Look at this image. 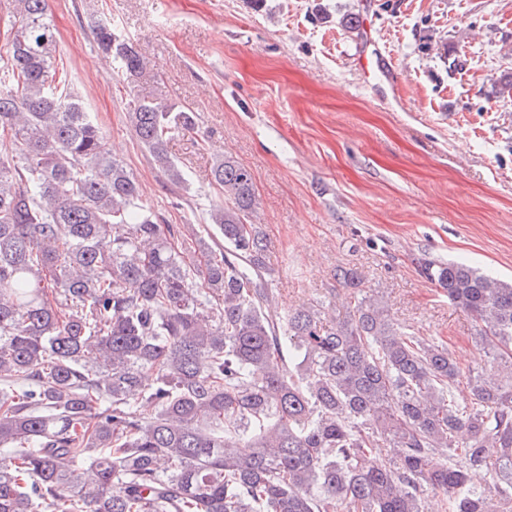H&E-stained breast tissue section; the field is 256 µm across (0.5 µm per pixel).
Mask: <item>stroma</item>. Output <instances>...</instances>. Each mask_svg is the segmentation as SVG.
Segmentation results:
<instances>
[{"label":"stroma","instance_id":"stroma-1","mask_svg":"<svg viewBox=\"0 0 512 512\" xmlns=\"http://www.w3.org/2000/svg\"><path fill=\"white\" fill-rule=\"evenodd\" d=\"M50 0L57 61L105 143L163 223L214 234L216 159L248 168L279 312L342 304L337 267L397 322L447 343L461 370L487 357L472 319L418 262L512 280V0ZM109 19L145 59L133 78L97 49ZM382 52L393 77L362 72ZM190 106L168 141L185 184L135 136L130 100ZM184 199L175 208L174 198Z\"/></svg>","mask_w":512,"mask_h":512}]
</instances>
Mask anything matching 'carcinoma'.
I'll return each mask as SVG.
<instances>
[{
  "label": "carcinoma",
  "mask_w": 512,
  "mask_h": 512,
  "mask_svg": "<svg viewBox=\"0 0 512 512\" xmlns=\"http://www.w3.org/2000/svg\"><path fill=\"white\" fill-rule=\"evenodd\" d=\"M11 5L0 512H426L428 490L441 512H512V281L419 261L490 348V369L468 375L360 293L355 268L334 273L353 289L344 315L278 314L250 170L212 168L224 246L159 223L53 61L49 0ZM94 36L119 71L140 72L109 22ZM128 106L140 143L184 183L166 145L196 113Z\"/></svg>",
  "instance_id": "carcinoma-1"
}]
</instances>
